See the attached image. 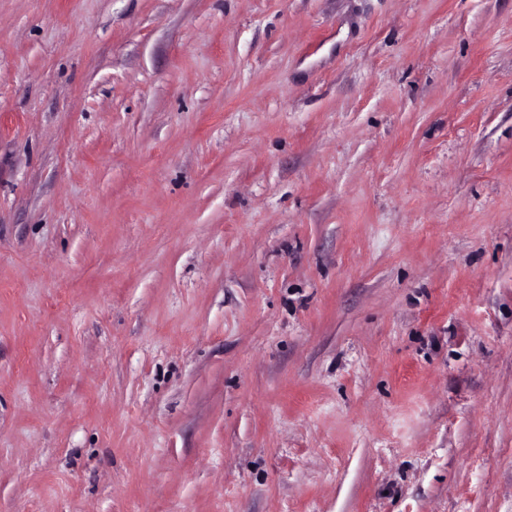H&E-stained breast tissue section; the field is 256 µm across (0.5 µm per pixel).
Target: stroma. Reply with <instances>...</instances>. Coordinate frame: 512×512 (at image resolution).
<instances>
[{"mask_svg": "<svg viewBox=\"0 0 512 512\" xmlns=\"http://www.w3.org/2000/svg\"><path fill=\"white\" fill-rule=\"evenodd\" d=\"M0 512H512V0H0Z\"/></svg>", "mask_w": 512, "mask_h": 512, "instance_id": "1", "label": "stroma"}]
</instances>
